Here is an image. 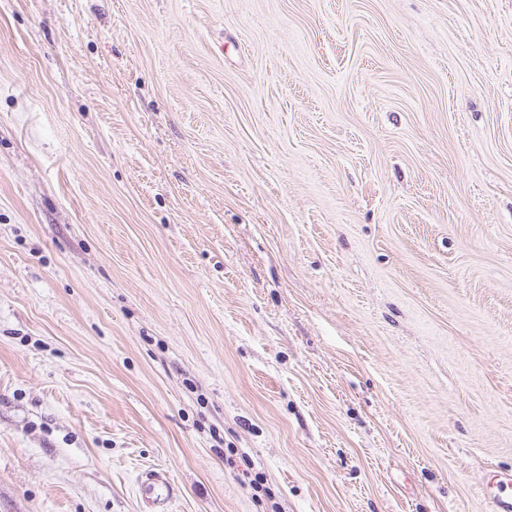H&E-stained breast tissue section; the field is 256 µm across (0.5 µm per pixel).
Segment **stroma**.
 <instances>
[{
    "mask_svg": "<svg viewBox=\"0 0 512 512\" xmlns=\"http://www.w3.org/2000/svg\"><path fill=\"white\" fill-rule=\"evenodd\" d=\"M512 0H0V512H492ZM141 497L146 502L147 512H167L168 502L173 493L170 476L164 471L152 470L146 473L140 485Z\"/></svg>",
    "mask_w": 512,
    "mask_h": 512,
    "instance_id": "obj_1",
    "label": "stroma"
}]
</instances>
